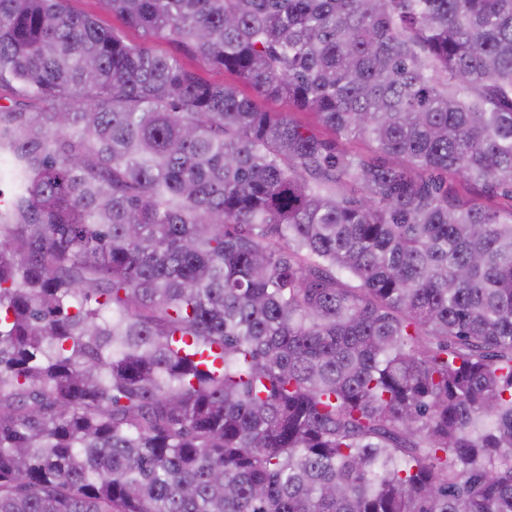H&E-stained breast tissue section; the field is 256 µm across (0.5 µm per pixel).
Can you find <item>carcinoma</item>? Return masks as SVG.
<instances>
[{"label":"carcinoma","instance_id":"obj_1","mask_svg":"<svg viewBox=\"0 0 512 512\" xmlns=\"http://www.w3.org/2000/svg\"><path fill=\"white\" fill-rule=\"evenodd\" d=\"M99 3L333 139L0 0V512H512V0Z\"/></svg>","mask_w":512,"mask_h":512}]
</instances>
